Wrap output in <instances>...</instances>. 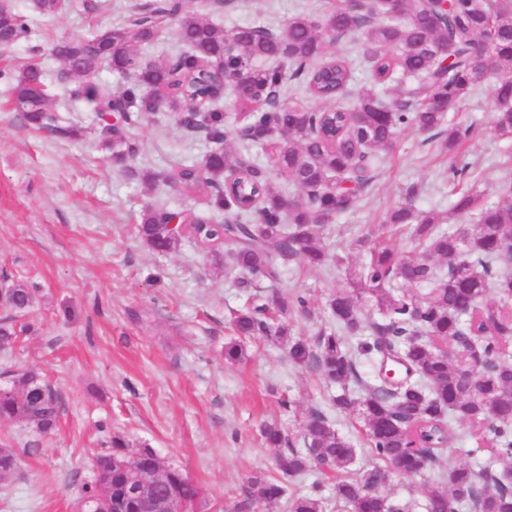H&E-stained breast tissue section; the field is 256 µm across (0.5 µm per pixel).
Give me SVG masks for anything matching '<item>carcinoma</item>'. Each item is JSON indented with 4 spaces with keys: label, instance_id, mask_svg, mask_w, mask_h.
<instances>
[{
    "label": "carcinoma",
    "instance_id": "carcinoma-1",
    "mask_svg": "<svg viewBox=\"0 0 512 512\" xmlns=\"http://www.w3.org/2000/svg\"><path fill=\"white\" fill-rule=\"evenodd\" d=\"M179 20L177 35L188 51L173 61L142 64L132 49L135 42L153 41L159 31L156 15ZM31 28L29 16L5 0L0 4V39L17 44ZM366 31L363 54L371 82L357 91L347 106L310 110L300 103L285 109L275 101L261 100L264 88H279L288 78L306 93L331 102L344 94L352 80L348 61L328 56L326 37L337 39ZM485 45L495 57L500 75L494 87L498 112L494 135L512 141V0H343L326 14H297L278 29L236 25L217 26L183 8L181 0L127 17L119 26L95 28L88 38L57 42L53 51L75 65L73 75L84 78L74 95L95 103L99 112L117 107L127 113L125 128H107L112 148L124 157L139 153L131 127L137 115L162 107L180 110L181 103L198 104L222 98L219 76H224L236 102L247 108L236 132L243 143L271 142L269 164L254 162L246 148L218 149L197 166L185 165L177 181L187 192H205L217 206L234 213L235 221L221 227L200 228L190 218L183 232L162 223L160 213L142 210L138 236L152 250L168 253L183 240L214 256L225 248L230 264L241 273L238 284L255 288L274 282L281 269L295 260L323 276L341 258L331 255L316 232L334 216L355 209L373 186L369 160L375 151L392 152L400 131L431 133L441 151L457 150L466 137L452 125L455 110L484 82L478 47ZM267 65L256 66L254 62ZM103 69L133 80L138 92L119 95L99 92L93 82ZM394 89L397 98L387 99ZM11 96L17 111L35 128L57 129L48 88L39 67L26 64L16 72ZM181 122L207 130L220 145L229 135L222 115L214 110H185ZM287 175L302 191L303 201L288 206L277 190L273 174ZM414 184L405 187L403 202L390 211L386 227L407 231L420 247L414 258L391 248L374 229L366 227L353 240L367 260L351 273L349 287L329 293L326 308L334 326L320 328L311 341L288 339L284 327L274 328L272 310L288 309L310 316L308 302L298 295L288 300L273 292L233 320L239 336L261 333L275 336L288 346L290 359L313 364L330 383L354 380L359 392L336 395V410L361 423L365 444L377 457L369 469L352 476L357 449L320 414L303 427L305 451L293 448L279 453L277 469L296 477L325 463L336 473V503L345 512H397L382 493L386 474L393 466L407 476L429 470L454 437L452 421L485 428L492 437V466L459 465L448 485L426 492V509L432 512H512V183L500 188V199L477 207L471 194L459 195L453 210L471 215L465 238L440 228L444 218L419 211L413 204ZM448 262L438 273L431 258ZM432 284L429 294L414 299L398 289L407 284ZM497 299H487L489 290ZM33 289L18 282L8 289L3 303L22 310L30 306ZM369 332L357 351L348 349L345 337ZM458 336L470 338L471 356H480L481 380L469 383L468 371L451 361L444 350ZM397 363L399 384H388L383 374L364 378L357 358L373 352ZM0 384V422L27 425L41 435L53 432L60 408L59 394L33 370L3 372ZM273 448L289 444L274 424L262 428ZM112 448L94 460L109 466L93 471L81 486L82 494L102 512H140L124 499L136 485L149 486L157 502L193 503L199 485L181 469L167 465L157 452L143 448L126 452L124 438H111ZM281 481L259 484V495L270 502L285 498ZM290 512H324L318 496H297Z\"/></svg>",
    "mask_w": 512,
    "mask_h": 512
}]
</instances>
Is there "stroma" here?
Segmentation results:
<instances>
[{
	"instance_id": "obj_1",
	"label": "stroma",
	"mask_w": 512,
	"mask_h": 512,
	"mask_svg": "<svg viewBox=\"0 0 512 512\" xmlns=\"http://www.w3.org/2000/svg\"><path fill=\"white\" fill-rule=\"evenodd\" d=\"M144 2L99 0L98 11L82 13L60 0L54 18H36L26 41L0 49V278L37 290L26 311L0 305V323L26 328L11 350H0V372L36 370L61 398L50 436L0 424V445L18 458L17 470L0 480V512H71L91 476L92 455L106 450L113 434L126 440L129 452L152 448L195 480L202 488L195 512H235L245 499L250 512H287L285 502L253 494L255 481L280 477L278 451L260 433L267 422L279 424L300 450L303 424L322 414L357 448L353 472L371 465L357 420L331 404L334 387L315 368L293 363L285 344L252 338L241 361H225L230 320L251 301V289L237 285L238 270L216 266L211 253L188 241L156 253L137 234L149 205L223 222L224 211L210 195L184 193L173 179L182 165L202 163L215 143L164 109L141 114L140 154L119 158L106 144V119L54 81L63 67L53 53L58 40L119 23ZM328 7L327 0L186 2L187 10L224 27H279ZM28 63L53 80L61 133L36 130L14 109L10 80ZM496 109L493 84L485 82L448 115L470 131L458 153L440 154L427 134L405 130L394 152L376 154V178L361 206L334 217L323 235L342 265L318 278L297 261L263 285L267 293L308 299L311 318L281 317L289 336L309 339L328 323L327 295L364 260L353 239L365 225L383 223L406 185L418 184L416 207L445 215L449 232L468 221L453 211L457 192L477 194L485 205L498 200L500 186L512 182V142L491 130ZM464 163L467 177L451 180V166ZM490 456L477 428L457 424L433 476L446 478L462 464L485 465ZM334 483L332 473L315 467L285 480L288 496L317 495L325 512H340Z\"/></svg>"
}]
</instances>
